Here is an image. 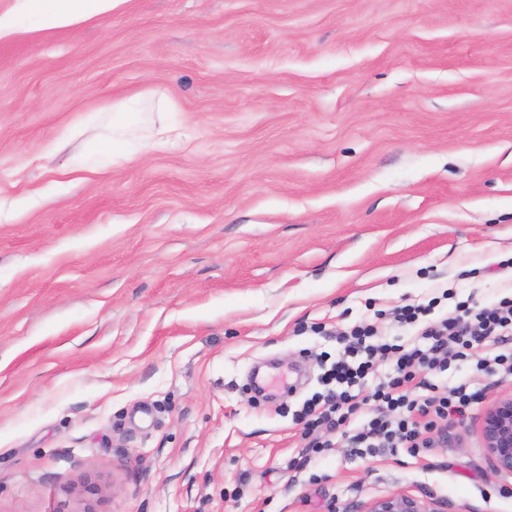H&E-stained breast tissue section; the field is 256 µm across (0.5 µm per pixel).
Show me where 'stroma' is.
I'll list each match as a JSON object with an SVG mask.
<instances>
[{"label": "stroma", "instance_id": "1", "mask_svg": "<svg viewBox=\"0 0 512 512\" xmlns=\"http://www.w3.org/2000/svg\"><path fill=\"white\" fill-rule=\"evenodd\" d=\"M138 94L154 136H113ZM510 296L512 0H125L0 41V512H512L481 438L512 381L415 457L293 420L338 332ZM365 512H427V510L413 496L393 494L373 500Z\"/></svg>", "mask_w": 512, "mask_h": 512}]
</instances>
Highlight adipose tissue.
Here are the masks:
<instances>
[{
	"label": "adipose tissue",
	"mask_w": 512,
	"mask_h": 512,
	"mask_svg": "<svg viewBox=\"0 0 512 512\" xmlns=\"http://www.w3.org/2000/svg\"><path fill=\"white\" fill-rule=\"evenodd\" d=\"M121 0H13L0 9V40L23 32L74 27L111 12Z\"/></svg>",
	"instance_id": "adipose-tissue-1"
}]
</instances>
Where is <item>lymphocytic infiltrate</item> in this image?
<instances>
[{"mask_svg":"<svg viewBox=\"0 0 512 512\" xmlns=\"http://www.w3.org/2000/svg\"><path fill=\"white\" fill-rule=\"evenodd\" d=\"M420 306L396 309L394 318L405 324H419L416 337L408 343L380 341L371 324L354 326L340 338L346 356L326 371L325 392L305 400L295 419L305 433L327 426L337 431L338 441L353 452L387 448L417 456L431 444V433H443L449 419L464 420L482 398L470 377L456 378L452 385L431 382L434 374L447 372L462 362L474 373L512 380V350L501 343L512 339V298L471 311L456 304L453 311L424 323ZM390 359L394 368L370 396L357 388L375 375L378 363ZM375 402L370 419L360 416L363 405Z\"/></svg>","mask_w":512,"mask_h":512,"instance_id":"obj_1","label":"lymphocytic infiltrate"}]
</instances>
